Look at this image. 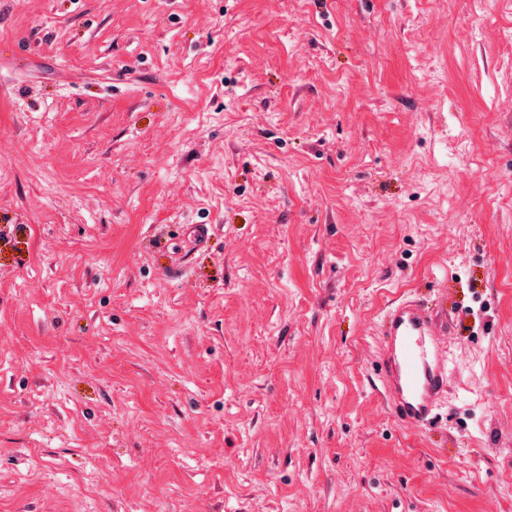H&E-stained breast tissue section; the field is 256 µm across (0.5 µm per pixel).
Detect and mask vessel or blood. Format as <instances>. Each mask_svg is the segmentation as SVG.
Masks as SVG:
<instances>
[{
    "label": "vessel or blood",
    "mask_w": 512,
    "mask_h": 512,
    "mask_svg": "<svg viewBox=\"0 0 512 512\" xmlns=\"http://www.w3.org/2000/svg\"><path fill=\"white\" fill-rule=\"evenodd\" d=\"M384 394L402 423H428L448 389V363L436 346L434 310L418 299L398 303L381 325Z\"/></svg>",
    "instance_id": "obj_1"
}]
</instances>
